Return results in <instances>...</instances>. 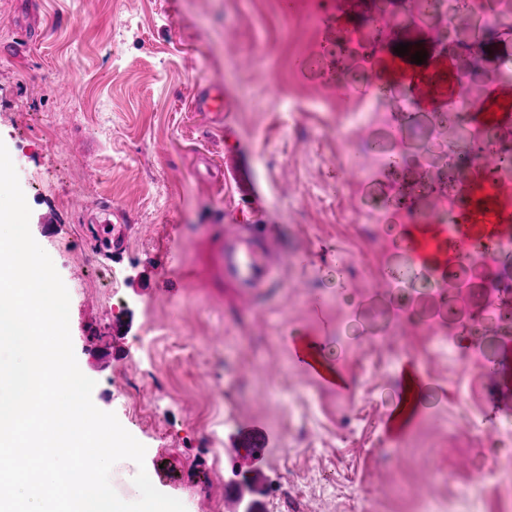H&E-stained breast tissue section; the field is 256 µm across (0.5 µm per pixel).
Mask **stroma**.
<instances>
[{"label": "stroma", "instance_id": "stroma-1", "mask_svg": "<svg viewBox=\"0 0 512 512\" xmlns=\"http://www.w3.org/2000/svg\"><path fill=\"white\" fill-rule=\"evenodd\" d=\"M405 11L406 0H0V141L31 234L69 292L79 368L96 382L94 405L145 446L153 485L186 512L223 499L230 441L249 424L269 440L263 497L288 480L304 488L289 512H352L362 489L378 512H417L416 489L433 512H499L497 446L475 447L472 427L512 425V364L483 365L512 348V322H444L471 338L451 356L418 319L387 323L399 185H424L419 208L442 205L456 118L435 131L428 164L394 173L376 160L361 174L345 164L360 136L339 126L359 105L373 46L340 52L336 31ZM492 18L497 32L480 47L512 66V0ZM303 57L323 64L298 67ZM207 84L226 94L218 124L193 107ZM292 123L300 135L289 136ZM93 200L122 211L124 239L87 209ZM378 202L384 229L372 241L359 214ZM228 224H265L272 236L279 275L250 297L224 278ZM292 336L319 343L344 385L304 370ZM399 349L429 389L389 460ZM129 382L160 432L131 419L117 393ZM481 474L484 497L463 501L457 481Z\"/></svg>", "mask_w": 512, "mask_h": 512}]
</instances>
